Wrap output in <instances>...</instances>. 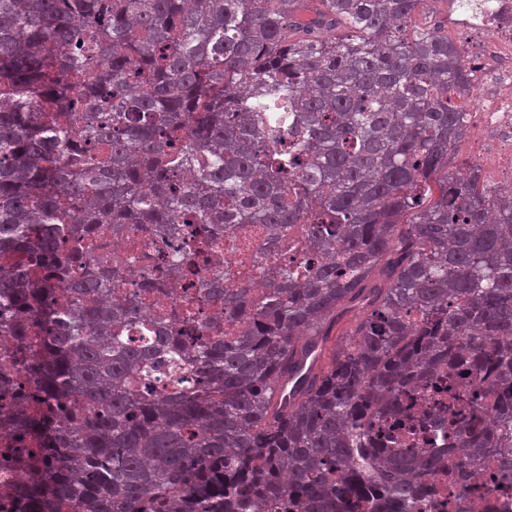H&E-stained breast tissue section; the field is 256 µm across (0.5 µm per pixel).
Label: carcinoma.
Wrapping results in <instances>:
<instances>
[{
	"label": "carcinoma",
	"instance_id": "carcinoma-1",
	"mask_svg": "<svg viewBox=\"0 0 512 512\" xmlns=\"http://www.w3.org/2000/svg\"><path fill=\"white\" fill-rule=\"evenodd\" d=\"M422 2L0 0V338L47 351L35 386L0 362L11 462L49 431L21 512H418L433 475L460 500L472 449L512 448V189L449 168L472 79ZM243 224L269 251L304 224L308 255L199 295L208 319L158 305L148 262L116 291L109 237L185 231L190 270ZM431 427L469 452L417 448Z\"/></svg>",
	"mask_w": 512,
	"mask_h": 512
}]
</instances>
